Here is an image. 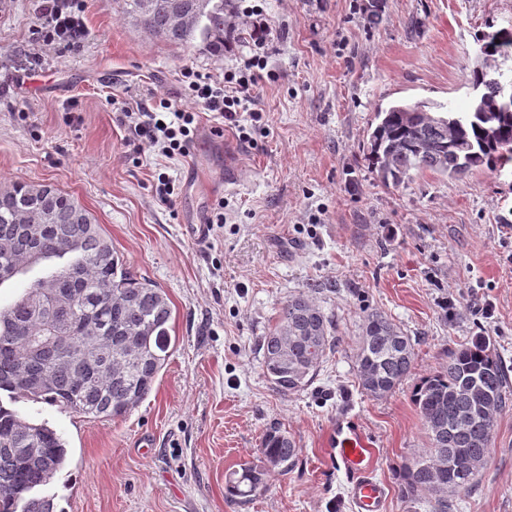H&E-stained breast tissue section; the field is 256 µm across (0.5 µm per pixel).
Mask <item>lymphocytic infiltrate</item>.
I'll return each mask as SVG.
<instances>
[{"mask_svg": "<svg viewBox=\"0 0 512 512\" xmlns=\"http://www.w3.org/2000/svg\"><path fill=\"white\" fill-rule=\"evenodd\" d=\"M39 14L40 45L73 49L80 46L85 35L81 0H41ZM262 15L261 6L238 7L236 19L240 27L249 31L252 54L225 69L223 77L186 68L176 98L157 97L136 110H123L124 121L133 126L142 143L159 148L167 158H183L194 146L201 111L216 113L222 121L238 125L239 116L248 110L253 88L267 67L266 48L274 38Z\"/></svg>", "mask_w": 512, "mask_h": 512, "instance_id": "lymphocytic-infiltrate-1", "label": "lymphocytic infiltrate"}]
</instances>
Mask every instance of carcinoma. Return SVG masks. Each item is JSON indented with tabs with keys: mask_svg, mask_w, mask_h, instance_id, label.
<instances>
[{
	"mask_svg": "<svg viewBox=\"0 0 512 512\" xmlns=\"http://www.w3.org/2000/svg\"><path fill=\"white\" fill-rule=\"evenodd\" d=\"M122 12L152 35L191 48L201 44L224 56V0H118ZM419 123L396 102L375 113L367 160L384 185L399 186L426 172L459 179L486 166L512 164V112H498L490 87L464 114L434 101L414 102ZM45 225L39 240L27 225ZM67 249L76 262L36 279L11 306L0 309V391L13 401L41 400L71 413L123 418L154 388L169 357L172 307L166 294L136 273L119 268L107 237L71 194L50 183L0 187V266L12 273L0 285ZM288 360H276L283 337ZM336 346L332 319L307 294L288 297L275 325L261 337L263 367L275 389L298 392L314 379ZM374 372L358 371L361 390L374 397L398 388L414 365L410 338L386 316H364L358 357ZM430 448L403 466L404 498H433L432 512H450L448 497L470 489L487 463L497 416L512 400L500 356L483 336L460 345L448 365L412 390ZM447 426L438 447L432 425ZM259 463L232 474L228 495L246 499L273 475L299 461L288 431L268 429ZM66 443L47 423H34L0 404V512H56L53 497L37 490L64 469Z\"/></svg>",
	"mask_w": 512,
	"mask_h": 512,
	"instance_id": "obj_1",
	"label": "carcinoma"
}]
</instances>
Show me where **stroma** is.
<instances>
[{"mask_svg": "<svg viewBox=\"0 0 512 512\" xmlns=\"http://www.w3.org/2000/svg\"><path fill=\"white\" fill-rule=\"evenodd\" d=\"M265 0L275 31L268 76L253 90L252 137L202 114L194 148L169 159L139 150L111 96L171 97L192 67L222 75L223 57L145 32L116 0H84L81 47L50 51L40 69L37 0L0 7V184L51 183L73 195L112 240L124 267L168 296L175 344L151 394L123 420L43 402L14 410L67 443L66 468L45 487L58 512H357L331 447L338 419L373 448L385 512H408L402 467L429 440L411 392L457 345L483 336L512 370V165L461 179L422 175L384 186L369 168L377 108L430 99L465 110L479 39L512 31V0ZM176 184L160 201L158 174ZM224 205L195 241L184 225ZM307 292L332 319L336 347L304 390L265 374L259 340L289 295ZM381 313L410 337L412 374L386 396L361 391L363 317ZM286 429L299 461L241 502L225 478L257 460L264 432ZM452 512H512V406L498 416L478 483Z\"/></svg>", "mask_w": 512, "mask_h": 512, "instance_id": "obj_1", "label": "stroma"}]
</instances>
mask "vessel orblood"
Returning a JSON list of instances; mask_svg holds the SVG:
<instances>
[{"mask_svg": "<svg viewBox=\"0 0 512 512\" xmlns=\"http://www.w3.org/2000/svg\"><path fill=\"white\" fill-rule=\"evenodd\" d=\"M336 446L351 475V489L359 512H381L385 488L369 473L372 450L358 430L337 428Z\"/></svg>", "mask_w": 512, "mask_h": 512, "instance_id": "obj_1", "label": "vessel or blood"}]
</instances>
